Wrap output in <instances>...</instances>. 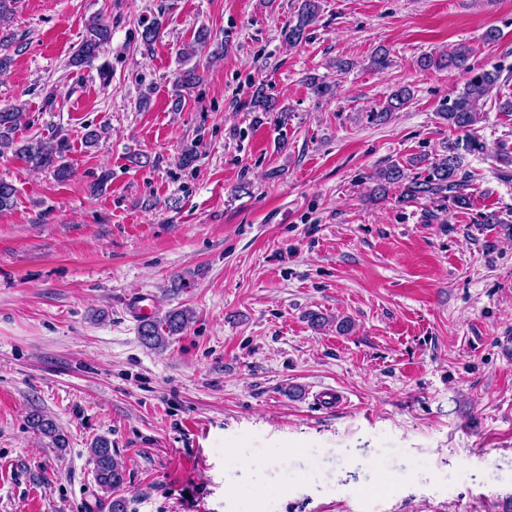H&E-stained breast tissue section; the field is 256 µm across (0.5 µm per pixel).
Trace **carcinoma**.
I'll list each match as a JSON object with an SVG mask.
<instances>
[{
    "instance_id": "obj_1",
    "label": "carcinoma",
    "mask_w": 512,
    "mask_h": 512,
    "mask_svg": "<svg viewBox=\"0 0 512 512\" xmlns=\"http://www.w3.org/2000/svg\"><path fill=\"white\" fill-rule=\"evenodd\" d=\"M322 10L321 0H297L293 19L281 30L283 42L289 46H297L307 37L309 27L313 26ZM162 22L155 18L143 26L141 40L150 46L160 37ZM111 36L108 25L94 18L87 25V33L72 54L70 65L73 67H93L98 59L100 48ZM211 40L210 31L204 27L198 29L193 40L184 45L180 52L182 57H191L195 48L205 46ZM476 49L459 44L447 53L425 55L420 59V66L430 70L453 69L467 75L462 91L440 110V117L448 124V128L463 133V137L445 142L440 153L432 159H419L413 166H424V170L410 174L407 169L397 163L388 165L373 176L375 186L370 195L383 199L390 189H398V202L409 203L418 200H436L446 203L454 209H467L470 196L467 193V174L463 173L465 154L481 152L485 144L480 140L476 125L482 122L486 106L493 89L497 86L501 72L488 70L473 61ZM202 79L199 66L182 68L177 73L176 85L181 90L197 87ZM309 86L318 98H329L336 92V85L317 76L309 77ZM413 93L407 87L393 92L386 106L377 112L370 113L372 121L383 124L393 112L405 107L412 99ZM249 111L255 113V123L272 115L282 124L288 121V107L276 97L268 94L263 85L255 86L248 102ZM24 107L21 105L0 108V150L14 149V153L25 159L27 163L38 169L52 171L53 176L64 181L69 176V167L62 163L66 151L65 139L51 137L48 139H32L17 145L14 134L22 119ZM192 319V312L187 309H173L160 319H145L138 328L142 342L153 348H161L170 336L182 333ZM28 424L43 438L50 439L52 447L59 451L68 447V439L56 423L39 413L28 419ZM89 455L94 464L95 481L99 489L110 494L122 487L126 480L124 468L112 450V443L99 437L91 444Z\"/></svg>"
}]
</instances>
